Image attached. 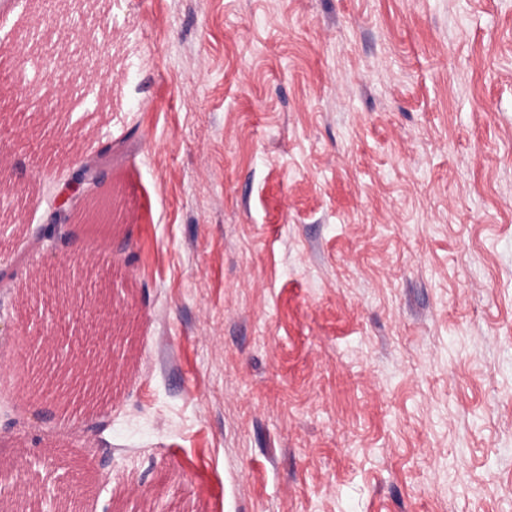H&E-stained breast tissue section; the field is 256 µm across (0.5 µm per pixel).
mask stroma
<instances>
[{
	"mask_svg": "<svg viewBox=\"0 0 512 512\" xmlns=\"http://www.w3.org/2000/svg\"><path fill=\"white\" fill-rule=\"evenodd\" d=\"M55 6L56 65L0 49L17 512H512V0ZM82 160L112 234L43 258ZM54 384L57 394L53 397V400L67 405L79 401L86 387L83 380H79L77 376L66 372L54 374Z\"/></svg>",
	"mask_w": 512,
	"mask_h": 512,
	"instance_id": "stroma-1",
	"label": "stroma"
}]
</instances>
